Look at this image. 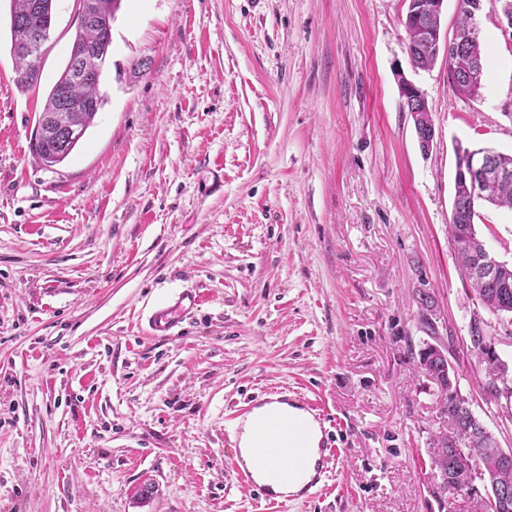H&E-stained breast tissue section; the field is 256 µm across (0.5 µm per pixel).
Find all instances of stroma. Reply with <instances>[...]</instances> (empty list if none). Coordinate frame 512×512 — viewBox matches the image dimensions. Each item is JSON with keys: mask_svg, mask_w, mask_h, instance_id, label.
<instances>
[{"mask_svg": "<svg viewBox=\"0 0 512 512\" xmlns=\"http://www.w3.org/2000/svg\"><path fill=\"white\" fill-rule=\"evenodd\" d=\"M406 9L121 0L105 103L52 170L30 139L78 2L55 0L28 92L0 13V512H257L228 418L280 386L321 402L342 454L279 512H479L431 466L448 420L419 351L439 337L512 448V404L485 403L466 348L478 300L448 236L456 144L512 152V38L487 0L489 76L466 100L445 56L412 70ZM399 70L432 108L429 151ZM479 214L512 263V210ZM186 290L198 308L150 334Z\"/></svg>", "mask_w": 512, "mask_h": 512, "instance_id": "1", "label": "stroma"}]
</instances>
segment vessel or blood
<instances>
[{
    "label": "vessel or blood",
    "instance_id": "vessel-or-blood-1",
    "mask_svg": "<svg viewBox=\"0 0 512 512\" xmlns=\"http://www.w3.org/2000/svg\"><path fill=\"white\" fill-rule=\"evenodd\" d=\"M199 303L198 295L187 291L179 295L173 304L154 310L149 317V326L153 334L171 335L181 320ZM257 432L267 440L265 447L255 451L257 466L266 467L271 462L277 461L291 472L299 468L305 453L306 442L305 433L299 425L273 411L258 425ZM231 468L236 479L247 486L256 499L270 507L283 503V496L273 493L269 487L258 483L252 469L236 462L232 463Z\"/></svg>",
    "mask_w": 512,
    "mask_h": 512
}]
</instances>
